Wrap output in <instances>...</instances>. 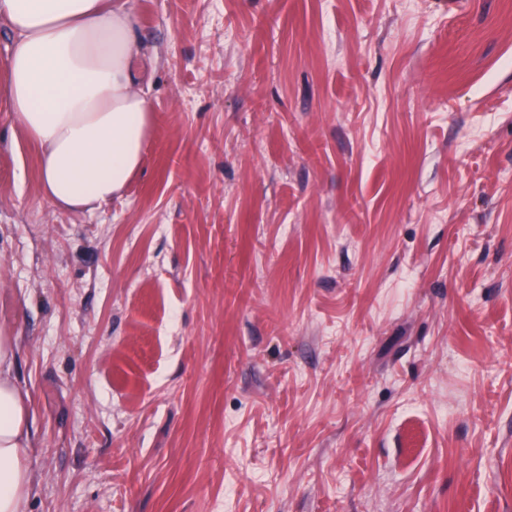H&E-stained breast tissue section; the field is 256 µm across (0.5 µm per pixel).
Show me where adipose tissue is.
I'll list each match as a JSON object with an SVG mask.
<instances>
[{
	"instance_id": "ef3b65f1",
	"label": "adipose tissue",
	"mask_w": 512,
	"mask_h": 512,
	"mask_svg": "<svg viewBox=\"0 0 512 512\" xmlns=\"http://www.w3.org/2000/svg\"><path fill=\"white\" fill-rule=\"evenodd\" d=\"M0 20L14 34L0 59V109L40 148L43 198L101 209L141 170L152 126L134 0H0ZM16 350L0 334V512H28L34 493Z\"/></svg>"
}]
</instances>
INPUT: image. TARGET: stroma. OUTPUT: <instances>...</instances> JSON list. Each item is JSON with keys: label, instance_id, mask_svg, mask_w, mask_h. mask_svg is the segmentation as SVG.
<instances>
[{"label": "stroma", "instance_id": "35a3bbf8", "mask_svg": "<svg viewBox=\"0 0 512 512\" xmlns=\"http://www.w3.org/2000/svg\"><path fill=\"white\" fill-rule=\"evenodd\" d=\"M137 11L122 197L0 110L30 512H512V0Z\"/></svg>", "mask_w": 512, "mask_h": 512}]
</instances>
